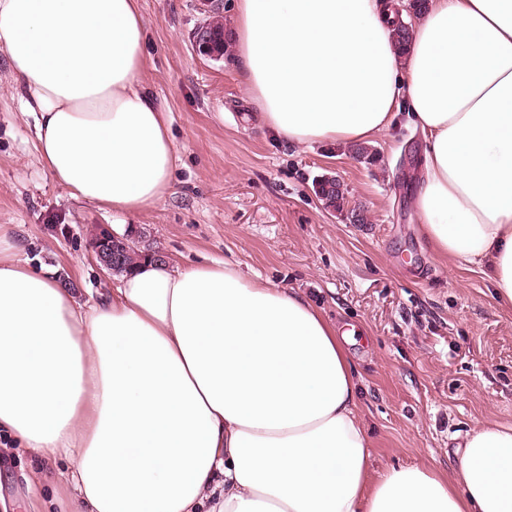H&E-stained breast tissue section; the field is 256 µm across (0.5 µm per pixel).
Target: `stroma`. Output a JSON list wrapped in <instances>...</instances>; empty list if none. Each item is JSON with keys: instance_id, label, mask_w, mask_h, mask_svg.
Here are the masks:
<instances>
[{"instance_id": "obj_1", "label": "stroma", "mask_w": 512, "mask_h": 512, "mask_svg": "<svg viewBox=\"0 0 512 512\" xmlns=\"http://www.w3.org/2000/svg\"><path fill=\"white\" fill-rule=\"evenodd\" d=\"M140 5L149 61L139 81L170 121L173 189L136 216L70 197L39 158L0 51V224L12 225L19 257L58 268L85 301L113 283L91 254L90 229H134L179 265L228 261L304 295L349 335L372 469L420 463L444 473L473 427L512 425V310L498 305L483 267L447 262L421 236L420 131L399 120L371 142L372 165L350 145L288 144L261 127L234 59L194 44L202 23L231 27L233 0ZM324 174L343 182L366 223L324 208L313 192ZM68 471V461L0 435L8 512H70Z\"/></svg>"}]
</instances>
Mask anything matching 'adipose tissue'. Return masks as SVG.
<instances>
[{
    "mask_svg": "<svg viewBox=\"0 0 512 512\" xmlns=\"http://www.w3.org/2000/svg\"><path fill=\"white\" fill-rule=\"evenodd\" d=\"M384 0H235L232 50L261 125L298 145L425 143L431 250L489 260L512 306V0H429L397 48ZM0 50L40 158L73 197L140 214L177 160L139 0H0ZM70 463L73 512H512V426L482 423L448 474L372 471L335 327L229 262L145 261L81 303L0 225V432Z\"/></svg>",
    "mask_w": 512,
    "mask_h": 512,
    "instance_id": "1",
    "label": "adipose tissue"
}]
</instances>
